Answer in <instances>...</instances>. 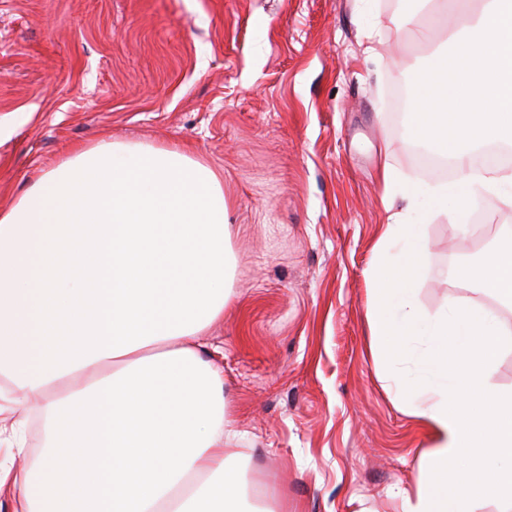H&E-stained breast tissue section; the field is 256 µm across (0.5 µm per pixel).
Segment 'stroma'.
I'll return each instance as SVG.
<instances>
[{
  "label": "stroma",
  "instance_id": "1",
  "mask_svg": "<svg viewBox=\"0 0 512 512\" xmlns=\"http://www.w3.org/2000/svg\"><path fill=\"white\" fill-rule=\"evenodd\" d=\"M460 9L449 0L446 13ZM411 0H0V211L73 151L102 141L186 151L220 177L232 296L204 332L218 349L250 499L281 512H401L427 427L377 372L368 270L388 223L379 173L427 187L392 94L440 51L397 28ZM466 227L430 215L416 285L435 315L467 297L512 333V306L456 279L512 233L480 193ZM0 435V468L36 461Z\"/></svg>",
  "mask_w": 512,
  "mask_h": 512
}]
</instances>
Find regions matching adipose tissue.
<instances>
[{
  "label": "adipose tissue",
  "mask_w": 512,
  "mask_h": 512,
  "mask_svg": "<svg viewBox=\"0 0 512 512\" xmlns=\"http://www.w3.org/2000/svg\"><path fill=\"white\" fill-rule=\"evenodd\" d=\"M224 188L186 153L119 142L74 152L0 212V374L43 421L41 458L0 490L17 512H275L245 501L224 371L201 333L231 297ZM423 225H383L369 329L394 397L431 446L402 512H475L476 489L512 512V392L490 382L505 333L460 298L422 313L410 257ZM512 303V236L471 268ZM453 463L452 481L437 479Z\"/></svg>",
  "instance_id": "obj_1"
}]
</instances>
